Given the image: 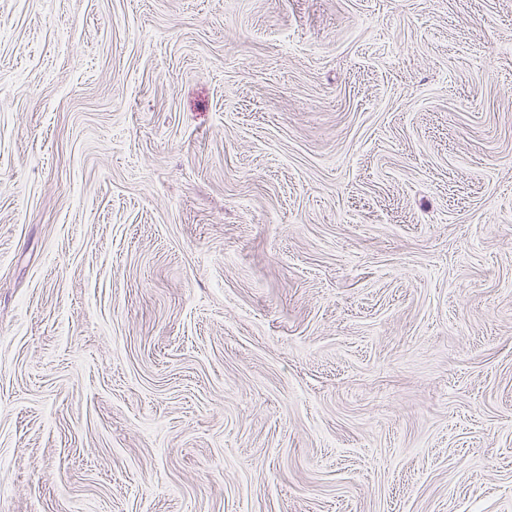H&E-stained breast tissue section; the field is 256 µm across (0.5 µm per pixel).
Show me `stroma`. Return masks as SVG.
<instances>
[{
	"instance_id": "obj_1",
	"label": "stroma",
	"mask_w": 512,
	"mask_h": 512,
	"mask_svg": "<svg viewBox=\"0 0 512 512\" xmlns=\"http://www.w3.org/2000/svg\"><path fill=\"white\" fill-rule=\"evenodd\" d=\"M0 512H512V0H0Z\"/></svg>"
}]
</instances>
